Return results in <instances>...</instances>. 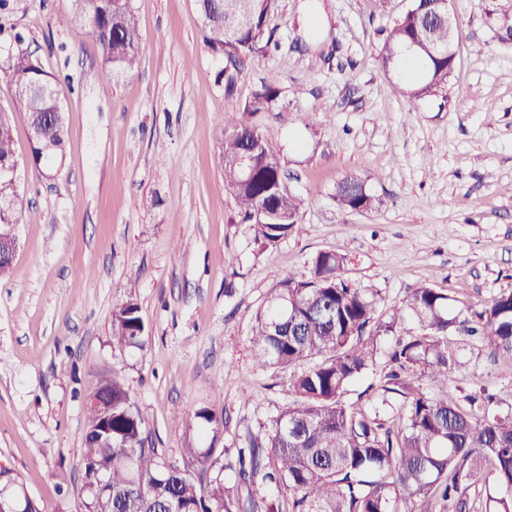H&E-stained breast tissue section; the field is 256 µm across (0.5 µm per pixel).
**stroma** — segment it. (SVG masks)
Returning <instances> with one entry per match:
<instances>
[{
  "mask_svg": "<svg viewBox=\"0 0 512 512\" xmlns=\"http://www.w3.org/2000/svg\"><path fill=\"white\" fill-rule=\"evenodd\" d=\"M138 70L102 74L99 46L65 0H7L0 62L24 48L55 79L66 116L62 156L29 161L26 121L0 73L25 208L19 248L0 278V464L45 512H79L88 398L121 382L148 418V442L180 460L196 411L226 424L218 466L234 486L239 448L295 399L291 369L258 362L254 316L288 273L318 253L378 292L388 317L421 286L478 309L512 289V13L498 0H452L449 99L411 105L403 76L376 58L409 0H279L266 56L225 79L204 43L196 0H132ZM281 107L257 121L304 200L298 233L265 246L238 223L224 187L221 129L261 83ZM354 174L376 199L341 209ZM151 199L137 209L133 200ZM133 299L145 347L112 346V306ZM386 355L347 397L391 421Z\"/></svg>",
  "mask_w": 512,
  "mask_h": 512,
  "instance_id": "obj_1",
  "label": "stroma"
}]
</instances>
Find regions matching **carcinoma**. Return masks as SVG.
<instances>
[{
	"label": "carcinoma",
	"mask_w": 512,
	"mask_h": 512,
	"mask_svg": "<svg viewBox=\"0 0 512 512\" xmlns=\"http://www.w3.org/2000/svg\"><path fill=\"white\" fill-rule=\"evenodd\" d=\"M71 21L88 29L99 45L103 74L133 71L141 34L132 4L112 13L105 0H67ZM206 45L236 66L265 55L274 41L279 0H198ZM433 0H411L385 37L378 64L397 72L411 58L417 80L407 89L413 100H448L454 60L448 58V25L432 19ZM15 86L19 111L37 121L31 163L35 167L62 149L65 117L50 77L23 49L0 65ZM281 90L263 83L236 112L224 113V184L242 224L272 245L300 229L303 200L288 189L281 162L265 134L252 123L259 112L280 107ZM253 153L254 169L243 175L240 160ZM18 163L9 120L0 117V196L17 197L6 168ZM335 199L346 210L373 208L364 180L350 175L336 185ZM345 258L320 253L311 275H285L255 314L251 344L256 359L274 367L318 362L294 377L296 400L263 431L249 436L238 452V485L205 479L218 462L215 441L223 417L200 409L199 437L187 439L182 462L148 445L146 420L127 389L105 381L94 397H110L112 443L84 435L82 467L94 466L112 482V497L95 502V512H437L436 504L470 488L485 491L482 512H512V413L496 408L495 394L481 387L431 392L448 375L469 369L474 342L512 364V291L478 310L441 288L421 286L401 309L377 316L378 294L344 276ZM412 320L417 330L404 334ZM112 346L144 347L145 324L130 300L113 305ZM392 363L382 390L401 399L395 427L345 400L350 384L376 363L386 338ZM0 474L6 500L21 495L13 470ZM288 494L257 503L256 481Z\"/></svg>",
	"instance_id": "carcinoma-1"
}]
</instances>
